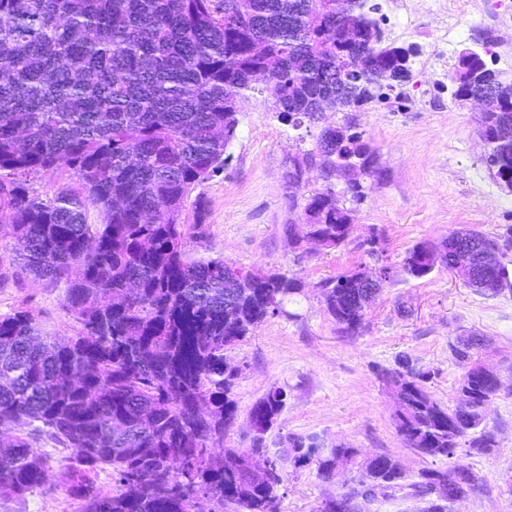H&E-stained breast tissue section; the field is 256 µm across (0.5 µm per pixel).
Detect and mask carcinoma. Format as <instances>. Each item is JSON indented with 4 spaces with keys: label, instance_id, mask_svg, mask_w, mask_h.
I'll use <instances>...</instances> for the list:
<instances>
[{
    "label": "carcinoma",
    "instance_id": "cac0c4a2",
    "mask_svg": "<svg viewBox=\"0 0 512 512\" xmlns=\"http://www.w3.org/2000/svg\"><path fill=\"white\" fill-rule=\"evenodd\" d=\"M368 0H0V231L18 242L14 260L29 274L65 283L63 308L79 324L66 339L49 336L26 312L0 316V429L27 425L0 448V497L22 499L54 483L80 512H191L215 500L214 512H279L282 476L267 457L265 434L288 403L271 388L248 412L249 448H221L215 435L236 422L232 396L239 372L227 351L299 293L285 273L246 274L217 256L188 249L182 210L190 194L224 169L235 138L237 101L255 96L288 118L292 129L325 111L356 112L401 96L413 77L401 51L364 12ZM458 62L454 96L484 90ZM498 99L491 128L492 175L512 171V82ZM351 125L321 128L306 153L323 185L304 195L308 235L323 249L348 241L351 210L334 180L358 202L363 185L350 173L375 151ZM64 169L77 190L41 198L28 182ZM101 223H88L89 208ZM512 226L489 237L458 230L437 245L419 242L402 270L413 278L470 249L467 284L501 292L512 281L503 247ZM327 313L339 330L362 328L380 292L356 270L323 281ZM462 368L445 408L426 390L431 373L398 361L385 374L401 391L395 413L403 443L422 457L451 459L460 440L490 454L496 434L482 428L489 393L468 340L449 344ZM47 434L72 449L54 472L35 447ZM296 467L315 465L324 479L355 462L353 448H319L295 439ZM270 465L268 477L256 468ZM369 486L327 497L357 512L355 499L410 490L423 512L452 507L484 491L470 467L424 468L407 482L385 454L360 464ZM110 473L112 489L99 485Z\"/></svg>",
    "mask_w": 512,
    "mask_h": 512
}]
</instances>
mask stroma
<instances>
[{"mask_svg":"<svg viewBox=\"0 0 512 512\" xmlns=\"http://www.w3.org/2000/svg\"><path fill=\"white\" fill-rule=\"evenodd\" d=\"M414 28L401 45L428 54L432 37L447 34L442 60L414 72L403 89L406 110L395 100L359 112H330L326 121L351 123L376 154L377 172L362 177L365 197L347 201L353 231L335 249L292 248L284 233L301 221V188L285 179L288 159L314 150L320 132L298 134L257 99L243 100L236 137L224 170L199 185L182 212L187 233L203 224L212 256L252 273H288L303 284L285 313L267 318L228 355L242 371L233 389L238 420L225 445L247 448L253 433L247 420L252 405L270 388L288 390V404L267 434L265 446L283 477L280 512H317L331 495L359 488L361 473L351 466L333 479L315 466L294 467L289 440L303 437L323 448L356 449L358 458L387 454L408 477L429 459L405 446L394 423L396 400L385 371L410 358L431 372L428 389L445 407L454 405L462 370L449 345L466 331L487 337L479 358L500 375L505 390L487 408L484 424L498 446L488 455L458 453L439 467L459 462L485 479L481 494L457 505V512H512V289L483 295L446 268L428 276L406 275L402 260L415 244L439 242L469 228L499 233L512 225V191L489 174L485 147L476 134L477 106L459 104L448 75L460 54L474 50L488 67L512 79V25L491 28L492 15H512V0H413ZM377 233L380 246L367 254L361 242ZM16 241L0 235V316L27 312L53 336L74 335L77 324L61 307L65 287L34 278L14 264ZM387 270L382 291L367 309L359 334H341L327 314L318 285L354 269ZM64 488L0 500V512H78Z\"/></svg>","mask_w":512,"mask_h":512,"instance_id":"obj_1","label":"stroma"}]
</instances>
